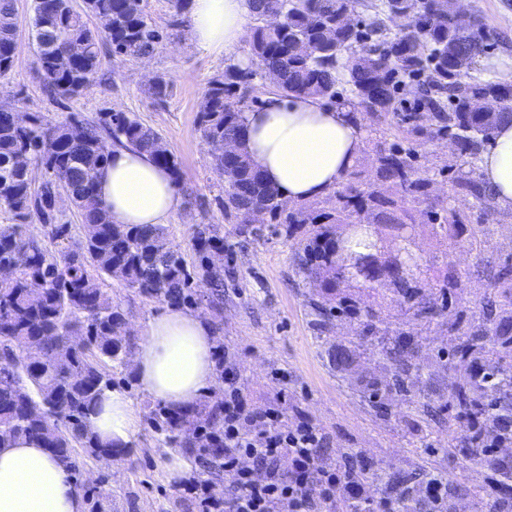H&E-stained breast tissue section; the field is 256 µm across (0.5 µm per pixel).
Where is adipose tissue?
<instances>
[{
    "label": "adipose tissue",
    "mask_w": 512,
    "mask_h": 512,
    "mask_svg": "<svg viewBox=\"0 0 512 512\" xmlns=\"http://www.w3.org/2000/svg\"><path fill=\"white\" fill-rule=\"evenodd\" d=\"M252 17L251 0H191L188 36L199 51L233 52ZM365 133L346 109L300 96L266 95L246 114L243 148L265 178L292 203L335 188L360 157ZM481 173L495 203L512 209V120L481 154ZM98 199L116 224H167L183 201L167 169L148 153L114 148L97 183ZM216 330L204 316L169 306L150 319L134 356L136 380L170 409L195 405L214 378ZM90 420L104 439L129 445L138 427L134 403L118 387L103 394ZM70 471L47 449L21 442L0 447V512H82Z\"/></svg>",
    "instance_id": "adipose-tissue-1"
}]
</instances>
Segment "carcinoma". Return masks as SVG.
Instances as JSON below:
<instances>
[{"mask_svg": "<svg viewBox=\"0 0 512 512\" xmlns=\"http://www.w3.org/2000/svg\"><path fill=\"white\" fill-rule=\"evenodd\" d=\"M356 0H252L248 36L249 64L229 63L208 82L209 108L200 113L199 130L210 146L213 170L223 183L221 205L230 219L241 209L255 214L256 226L242 234L259 237L276 224L296 240L294 264L304 282L323 281L319 299L308 301L319 328L334 317L359 323L358 343L380 347L391 364L386 383L367 394L376 407L390 394L400 395L416 415L430 420L440 413L456 421L464 435L459 451L480 458L478 446L493 432L512 423V251L488 250V218L496 213L490 189L481 179L480 156L497 127L512 118V83L470 76L477 58L489 49L482 17L460 16L457 0H370L362 16ZM94 16L101 28L84 20ZM32 30L37 45V76L55 101L79 95L102 66L103 48L130 58L151 55L161 33L141 0H33ZM18 25L14 0H0V77L14 67ZM86 45L77 68L66 47ZM275 71L284 97L313 96L334 107H349L374 133L367 150L370 171L350 173L346 182L324 197L291 204L268 183L239 150L238 166L224 170L215 144H242L245 113L264 91L262 75ZM173 80L154 77L151 97L162 104ZM16 106L0 105V210L15 223L0 224V265L13 277L0 280V447L27 440L47 448L72 471L76 449L99 464L101 482L125 450L103 441L92 429L90 414L104 391L112 388L106 365L126 366L130 339L115 335L125 314L112 298L114 281L137 295L166 305L204 309L216 316L224 308V266L210 264L224 251V235L216 224H196L188 250L170 242L166 226L112 223L101 207L96 179L112 147L133 146L149 152L167 168L175 184L182 182L180 163L163 136L128 112L83 123V136H70L71 122H54L26 113L20 122ZM448 140L457 147L456 168L448 174V197L431 201V169L421 158L428 144ZM51 173L37 189L26 178L22 158ZM65 184L81 224L60 223L54 188ZM465 196L472 207L453 205ZM439 245H458L476 263L460 267L445 258L427 273L404 275L393 261L379 255L371 240L354 246L376 274L372 288L384 291L381 301L362 307L342 275V258L334 236L338 224H366L398 251L413 243L416 215ZM37 222L39 239L28 233ZM485 282L486 293L472 311L460 304L458 292L472 279ZM41 296H30L32 281ZM409 314L397 326L391 305ZM442 322L456 337L448 368L457 377L448 399L438 406L414 390L420 368L415 363L423 330ZM214 383H224V345L214 346ZM479 362L477 378L465 368ZM147 420L164 444L191 463L204 484L224 476V397L206 395L191 407L173 411L161 403L147 407ZM491 474L479 492L461 484L448 486V512L453 499L473 495L481 512L512 507V458L490 464ZM87 512H105L96 486L79 484ZM408 488L400 474L381 479L380 496Z\"/></svg>", "mask_w": 512, "mask_h": 512, "instance_id": "carcinoma-1", "label": "carcinoma"}]
</instances>
